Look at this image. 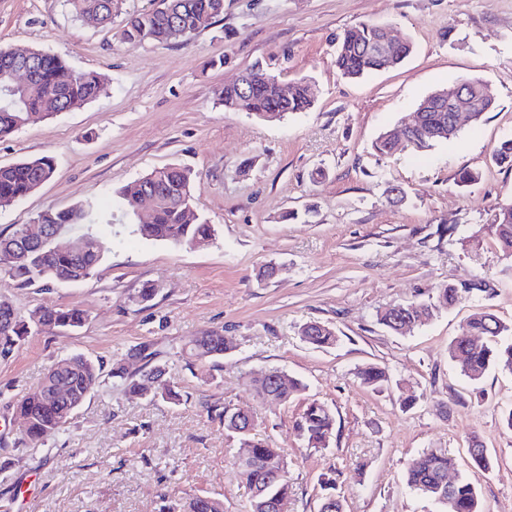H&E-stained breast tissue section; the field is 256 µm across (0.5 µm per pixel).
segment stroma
Masks as SVG:
<instances>
[{
	"mask_svg": "<svg viewBox=\"0 0 512 512\" xmlns=\"http://www.w3.org/2000/svg\"><path fill=\"white\" fill-rule=\"evenodd\" d=\"M159 0H123L109 27L90 26L67 0H0V45L62 56L75 72H97L105 90L66 112L39 118L0 141V165L52 155L53 178L0 207V235L37 214L76 202H114L112 248L95 274L75 283L24 286L0 274V303L29 316L76 307V331L34 333L0 356V512H159L163 500L223 498L224 512H250L236 474L238 443L217 412L244 408L256 432L283 448L293 492L285 512H319L321 479L334 473L344 512H439L411 492L405 471L426 450L446 453L451 476L477 487L484 512H512V373L474 384L450 359L479 309L512 323V259L495 235L497 207L512 201V168L494 146L512 134V0H224V12L182 42H123L127 19ZM362 22L393 27L414 50L402 66L359 80L335 65L336 37ZM262 64L282 84L304 79L312 108L269 123L224 110L215 93ZM465 78L492 87L480 122L462 121L452 143L378 154L385 130L410 121L419 101ZM170 164L198 175L196 204L217 233L202 246L133 236L137 218L117 206L119 190ZM478 172L462 186V170ZM400 187L403 199L390 196ZM455 225L452 235L438 225ZM277 274L258 282L259 268ZM485 290H470L473 282ZM156 286L137 302L143 284ZM462 287L460 302L404 335L377 321L394 304L428 301ZM333 326L328 348L305 343L309 322ZM223 331L234 349L188 363L191 341ZM144 358H130L131 350ZM81 354L101 362L102 382L65 431L37 447L12 404L41 384L47 367ZM153 367L178 382L181 404L124 394L112 376ZM375 363L391 383L374 392L356 376ZM279 368L307 389L263 403L252 381ZM412 405H405L407 395ZM336 417L328 448H307L296 423L309 400ZM487 448L475 468L472 443Z\"/></svg>",
	"mask_w": 512,
	"mask_h": 512,
	"instance_id": "1",
	"label": "stroma"
}]
</instances>
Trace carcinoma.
<instances>
[{"mask_svg":"<svg viewBox=\"0 0 512 512\" xmlns=\"http://www.w3.org/2000/svg\"><path fill=\"white\" fill-rule=\"evenodd\" d=\"M72 11L81 20L104 26L119 12L122 0H68ZM224 13V0H160L157 9L131 16L123 27L120 38L125 41L173 43L174 30L190 34L206 28L212 20ZM382 26L361 23L347 29L337 39L336 66L348 78H360L375 71L394 68L410 55L413 45L405 41L399 49L403 56H395L387 62L374 53L381 38ZM28 66L36 73L35 81L10 95L0 93V139L15 133L31 116L47 109L53 103L56 112H62L74 102L84 103L104 91V83L94 72H77L71 81L61 77L70 72L62 57L41 49L27 58L17 59L0 47V75L13 67ZM241 94L238 85L227 84L217 92V100L224 109L238 111ZM314 103L311 84L303 79L294 82L293 91L287 98L279 94L278 84L271 81L258 89L246 100L247 111L269 121H280L290 114L308 111ZM426 129H415L404 134L403 142L417 151L433 145L447 143L457 138L459 129L448 128L450 112L426 113ZM492 157L499 165L512 167V138L500 141L493 149ZM55 172V159L44 155L0 166V200L24 198L34 192L41 182H47ZM147 182L156 192L157 205L147 224H135L131 233L147 241H165L176 246L191 245L209 239L215 232L213 225L198 214L194 205L196 175L180 165L159 168L147 174ZM37 221L47 225L52 232L70 224H95L99 233L85 235L81 253L64 254L53 249L52 241L30 251L29 256L12 262V251L19 247L23 228L18 227L5 237L0 236L1 273L21 284L48 281L81 282L92 276L112 247V205L97 200L80 201L65 210H46ZM496 238L503 252L512 257V202L498 207L494 218ZM461 300V289L448 284L438 289L436 301L411 304H395L378 314V321L389 330L403 334L431 319L436 312L455 306ZM87 313L77 308L42 307L24 319L0 309V355L8 354L33 331L77 330L84 326ZM467 332L484 339L474 345L458 336L449 346L451 358L460 372L472 382L481 381L486 373L501 369L512 373V325L503 323L495 314L480 309L468 322ZM300 336L304 342L316 348L328 347L337 342L336 330L320 322L305 324ZM229 350L221 331L211 330L196 337L187 349L188 358L209 361L221 358ZM148 376L159 379L156 396L166 402L181 401L179 387L163 378V371L152 369ZM112 377L126 384V391L139 393L143 383L126 376V369L118 364L112 369ZM361 383L368 389L380 392L390 382L387 371L375 364H368L358 371ZM101 366L82 355L61 358L47 370L41 386L21 398L14 405L17 418L27 424L26 436L32 443L64 430L74 413L99 386ZM63 381L67 391H56ZM254 390L261 400L286 402L290 397L306 390L299 379L271 369L269 374L254 380ZM224 428L235 435L239 449L255 460L252 468L236 467L237 476L249 489H257L253 495L251 512H270L268 503L288 497L292 484L285 471L283 450L273 442L261 439L234 423L235 410L228 407L218 413ZM297 429L310 448L328 447L336 429L335 416L324 403L311 400L297 422ZM452 461L437 451H424L413 458L406 470V485L410 491L432 499L441 508L452 507V512H482L476 486L465 477L448 485V471ZM326 490L322 508L335 507L342 512L340 497L334 494L336 482H323Z\"/></svg>","mask_w":512,"mask_h":512,"instance_id":"carcinoma-1","label":"carcinoma"}]
</instances>
